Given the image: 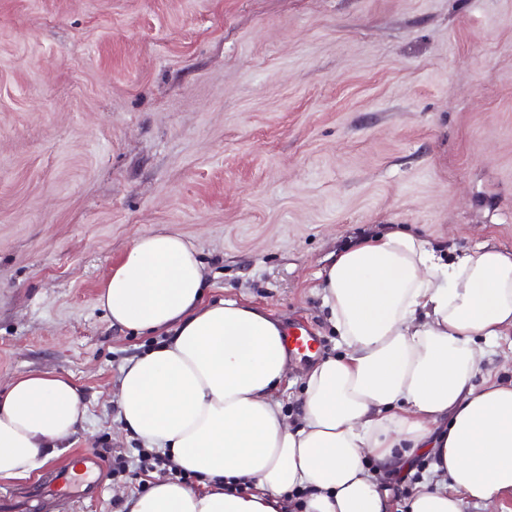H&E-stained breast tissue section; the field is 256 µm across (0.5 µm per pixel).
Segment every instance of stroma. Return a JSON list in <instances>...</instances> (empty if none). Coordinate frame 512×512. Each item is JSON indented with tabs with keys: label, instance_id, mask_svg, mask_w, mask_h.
Instances as JSON below:
<instances>
[{
	"label": "stroma",
	"instance_id": "35a3bbf8",
	"mask_svg": "<svg viewBox=\"0 0 512 512\" xmlns=\"http://www.w3.org/2000/svg\"><path fill=\"white\" fill-rule=\"evenodd\" d=\"M403 228L512 251V0H0V384L71 376L81 454L131 452L120 370L151 337L98 296L140 234L192 241L212 296L310 324L326 257ZM73 512H121L102 467Z\"/></svg>",
	"mask_w": 512,
	"mask_h": 512
}]
</instances>
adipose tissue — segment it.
Segmentation results:
<instances>
[{"mask_svg":"<svg viewBox=\"0 0 512 512\" xmlns=\"http://www.w3.org/2000/svg\"><path fill=\"white\" fill-rule=\"evenodd\" d=\"M314 280L343 351L311 367L292 417L283 320L234 296L206 300L179 234L133 240L99 303L156 342L121 369L119 417L201 487L159 480L124 512H463L512 491V382L483 375L512 330V252L451 257L392 229L329 255ZM83 409L61 374L0 389V481L60 454ZM390 474L413 478L402 499Z\"/></svg>","mask_w":512,"mask_h":512,"instance_id":"adipose-tissue-1","label":"adipose tissue"}]
</instances>
